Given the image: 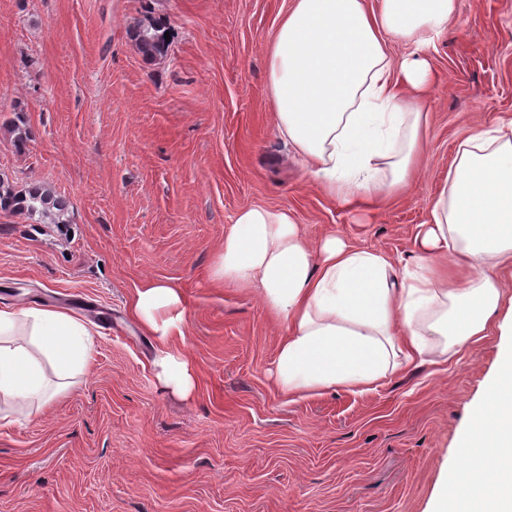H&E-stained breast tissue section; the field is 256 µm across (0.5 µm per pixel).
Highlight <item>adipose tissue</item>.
<instances>
[{"mask_svg":"<svg viewBox=\"0 0 512 512\" xmlns=\"http://www.w3.org/2000/svg\"><path fill=\"white\" fill-rule=\"evenodd\" d=\"M457 0H291L267 61L276 128L328 195L351 202L407 191L424 148L425 50L456 18ZM412 46L396 63L390 39ZM415 243L419 275L385 254L302 234L285 208L241 209L224 231L212 280L256 288L288 323L273 361L277 386L298 396L341 385L371 390L389 371L424 364L429 339L486 335L512 270V122L475 123L429 205ZM130 309L151 335L184 336L188 302L170 280L146 278ZM93 338L53 307H0V401L50 404L83 371ZM159 381L192 396L197 369L181 350L155 362ZM449 501L512 512V349L485 389L445 486Z\"/></svg>","mask_w":512,"mask_h":512,"instance_id":"ef3b65f1","label":"adipose tissue"}]
</instances>
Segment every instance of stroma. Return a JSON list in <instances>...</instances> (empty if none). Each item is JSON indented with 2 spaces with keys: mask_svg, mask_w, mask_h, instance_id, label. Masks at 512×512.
<instances>
[{
  "mask_svg": "<svg viewBox=\"0 0 512 512\" xmlns=\"http://www.w3.org/2000/svg\"><path fill=\"white\" fill-rule=\"evenodd\" d=\"M290 0H0V176L50 186L63 227L0 211V306L65 309L93 332L83 375L50 407H0V512H433L455 448L512 338L314 396L269 375L285 324L256 291L209 279L248 206L292 211L416 271L415 236L474 120L512 119V0H458L429 61L422 170L380 206L326 196L275 125L266 56ZM166 18L169 55L131 37ZM23 110L32 135L16 149ZM146 277L190 301L160 343L129 310ZM186 350L192 400L162 388ZM145 25L150 30L151 38L149 40L136 39V27ZM170 33V41L166 42L164 34ZM132 37L135 41L138 52L148 61L164 58L171 48V29L165 18L154 17L143 22L137 23L132 28ZM159 381L184 399L192 396L197 382V369L192 359L181 350L167 351L155 361Z\"/></svg>",
  "mask_w": 512,
  "mask_h": 512,
  "instance_id": "obj_1",
  "label": "stroma"
}]
</instances>
